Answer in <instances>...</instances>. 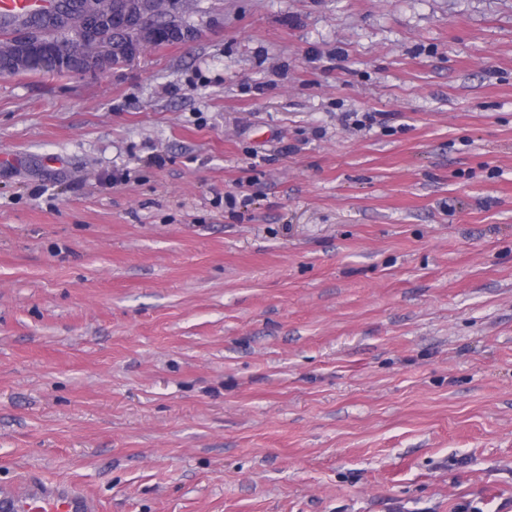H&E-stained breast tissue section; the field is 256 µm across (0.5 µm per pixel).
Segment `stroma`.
I'll return each instance as SVG.
<instances>
[{
	"label": "stroma",
	"instance_id": "obj_1",
	"mask_svg": "<svg viewBox=\"0 0 512 512\" xmlns=\"http://www.w3.org/2000/svg\"><path fill=\"white\" fill-rule=\"evenodd\" d=\"M201 6L0 74V488L512 512V0Z\"/></svg>",
	"mask_w": 512,
	"mask_h": 512
}]
</instances>
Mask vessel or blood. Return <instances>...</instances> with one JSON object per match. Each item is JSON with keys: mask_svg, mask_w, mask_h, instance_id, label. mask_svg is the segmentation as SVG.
<instances>
[{"mask_svg": "<svg viewBox=\"0 0 512 512\" xmlns=\"http://www.w3.org/2000/svg\"><path fill=\"white\" fill-rule=\"evenodd\" d=\"M53 5V0H0V16L18 19ZM0 512H98V506L75 487L29 479L22 488L0 490Z\"/></svg>", "mask_w": 512, "mask_h": 512, "instance_id": "vessel-or-blood-1", "label": "vessel or blood"}]
</instances>
